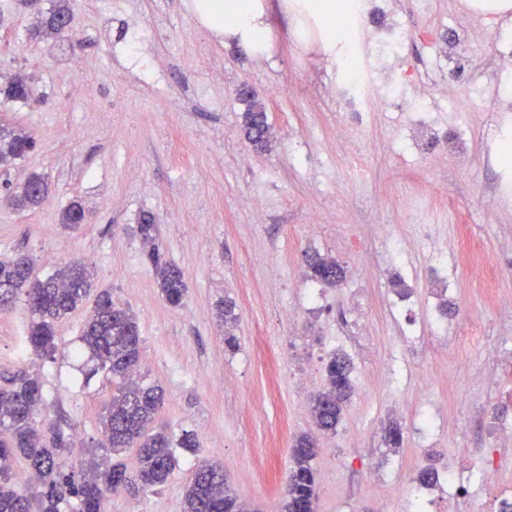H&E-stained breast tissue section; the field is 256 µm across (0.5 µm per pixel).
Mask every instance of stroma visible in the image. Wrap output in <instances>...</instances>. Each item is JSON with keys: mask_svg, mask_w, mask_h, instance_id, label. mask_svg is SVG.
<instances>
[{"mask_svg": "<svg viewBox=\"0 0 512 512\" xmlns=\"http://www.w3.org/2000/svg\"><path fill=\"white\" fill-rule=\"evenodd\" d=\"M187 0H70L80 40L30 39L38 12L0 0V89L29 77L28 101L0 96V119L24 128L36 147L0 172V256L25 253L43 277L93 260L95 288L136 315L141 375L165 396L159 413L173 435L199 445L179 450L161 490L112 494L107 512H182L183 489L202 460L222 464L253 512H278L291 448L314 427L310 405L332 354L351 363L353 395L334 433L320 437L313 466L317 512H498L512 497V446L495 427L512 423V164L494 156L512 144V68L497 61L507 22L466 0H362L403 30L400 65L355 40L335 65L304 45L280 8L271 10L269 54L252 57L196 24ZM457 28L486 94L461 110L447 70L432 71L449 28ZM93 61L97 83L73 66ZM388 89L381 107L349 112L339 89L356 76ZM68 109H61V100ZM265 106V147L249 143L244 114ZM436 133L419 149L413 106ZM350 139H336L339 126ZM50 185L46 204L17 210L4 183L31 174ZM81 201L90 219L72 230L63 210ZM151 215L166 259L188 283L181 307L168 305L143 255L137 226ZM492 222H485V215ZM404 243L400 256L381 229ZM332 257L334 287L305 279V254ZM452 273L447 330L435 307ZM232 299L236 348L224 343L216 305ZM295 318H288V311ZM85 319L57 327L54 357L23 343L24 298L0 312V373L35 365L48 406L45 425L75 443L81 466L101 440L99 418L112 387L85 380L73 354ZM397 424L400 447L385 441ZM499 466L498 483L479 479ZM455 471L452 490L424 487L421 469Z\"/></svg>", "mask_w": 512, "mask_h": 512, "instance_id": "1", "label": "stroma"}]
</instances>
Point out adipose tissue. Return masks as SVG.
Returning a JSON list of instances; mask_svg holds the SVG:
<instances>
[{
	"mask_svg": "<svg viewBox=\"0 0 512 512\" xmlns=\"http://www.w3.org/2000/svg\"><path fill=\"white\" fill-rule=\"evenodd\" d=\"M270 0H190L188 10L195 21L221 42L246 48L262 56L270 49ZM341 0H279L284 14L290 15L295 33L303 37L311 29L320 32L327 55L350 56L354 26L337 20Z\"/></svg>",
	"mask_w": 512,
	"mask_h": 512,
	"instance_id": "ef3b65f1",
	"label": "adipose tissue"
}]
</instances>
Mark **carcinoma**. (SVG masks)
Masks as SVG:
<instances>
[{
    "label": "carcinoma",
    "instance_id": "1",
    "mask_svg": "<svg viewBox=\"0 0 512 512\" xmlns=\"http://www.w3.org/2000/svg\"><path fill=\"white\" fill-rule=\"evenodd\" d=\"M71 15L68 4H58L32 30L37 39L64 37L63 19ZM32 95L28 79L18 76L7 97L26 101ZM245 122L251 140L263 144L269 126L262 112H248ZM35 145L31 135L22 130L0 128V167L24 156ZM49 193L44 178L29 177L20 190L10 195L18 209L40 205ZM87 222V212L79 201L62 213V223L72 227ZM144 255L155 271L163 299L174 308L182 306L187 294L183 272L167 262L159 247L158 225L145 216L138 225ZM310 278L327 286L343 278L342 268L332 258L317 252L306 255ZM34 262L27 255L0 257V287L10 296H0V310L25 295L30 312L27 345L40 355L51 356L57 349V326L89 298L92 280L88 265L68 263L43 279L33 276ZM217 318L226 326L238 320L235 304L219 302ZM88 354L93 363L90 373L103 372L115 385V393L100 418L102 442L98 447L114 455L136 449V476L144 490L165 485L179 466L176 449L196 448V436L185 432L173 440L166 427L154 423L164 404L162 390L145 385L140 378L142 340L136 316L130 309L114 303L112 294L101 291L84 320L75 354ZM327 384L316 395L311 412L319 432L336 431L343 407L352 392L350 364L333 354L326 365ZM0 387V512H62L63 505L74 504V512H107L108 493L131 485L123 462L110 463L92 459L86 468L73 470L70 464L73 442L60 431L40 425L39 417L46 403L37 373L20 368L3 376ZM316 438L310 434L297 437L291 449L288 482L282 512H316L318 484L311 451ZM26 461L30 481L21 486L15 481L13 461ZM183 512H251L224 478V469L204 462L184 488Z\"/></svg>",
    "mask_w": 512,
    "mask_h": 512
}]
</instances>
